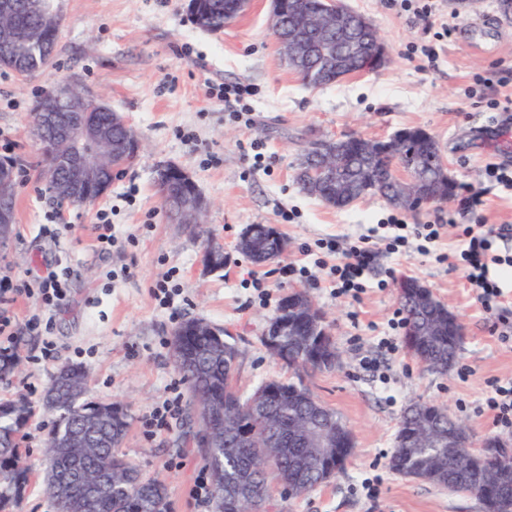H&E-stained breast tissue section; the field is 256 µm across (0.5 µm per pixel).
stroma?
<instances>
[{
  "mask_svg": "<svg viewBox=\"0 0 512 512\" xmlns=\"http://www.w3.org/2000/svg\"><path fill=\"white\" fill-rule=\"evenodd\" d=\"M60 37L50 67L29 78L0 67V159L18 171L15 224L0 248V278L24 294L0 293V351H19L23 369L0 381V402L24 395L31 417L18 436L31 471L15 512H55L45 491V441L56 415L43 394L57 368L85 367L89 398L127 405L122 445L144 477L163 475L168 512H213L199 503L194 481L203 448L178 371L172 339L183 321L201 318L223 328L239 351L235 387L249 397L265 380L291 374L262 343L282 295L306 289L329 317L341 354L332 371L310 381L351 430L355 452L329 482L305 495L270 482L269 512H482L473 497L397 474L389 466L398 422L415 401L446 405L475 439L512 438L485 406L493 381L512 379V344L501 343L496 318L468 288L457 250L459 228L503 229L499 255L512 254V194L485 174L488 164L512 169V123L494 100L512 95V17L497 0H431L430 16L405 11L399 0H346L368 17L390 52L382 68L317 89L285 65L271 32L270 0L218 32L197 28L188 0H58ZM447 37H440L442 26ZM435 48L428 57L427 48ZM76 79L121 112L142 149L111 188L87 206L63 204L49 190L39 147L28 133L41 95ZM254 89L248 118L229 112L212 92L221 83ZM421 127L439 141L456 179L458 199L403 212L408 224H437L432 254L391 255L383 221L392 208L369 195L336 210L307 195L296 179L308 140L354 131L383 139ZM264 166H254L251 142ZM173 162L190 173L210 204L204 227L168 218L153 169ZM481 195L469 210L467 193ZM112 223V244L99 240L100 214ZM250 224H272L288 241L282 258L254 265L236 243ZM367 235L375 259L358 297L333 292L335 255L320 242ZM224 248V267L206 269V243ZM445 261H438V254ZM307 275H297V268ZM60 275L66 296L46 305L42 277ZM410 277L427 285L458 316L466 336L456 363L436 373L411 356L403 329L389 321L400 311L396 284ZM178 408L161 429L154 414ZM376 494H369L368 485Z\"/></svg>",
  "mask_w": 512,
  "mask_h": 512,
  "instance_id": "1",
  "label": "stroma"
}]
</instances>
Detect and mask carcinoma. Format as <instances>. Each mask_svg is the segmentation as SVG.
<instances>
[{"label": "carcinoma", "instance_id": "cac0c4a2", "mask_svg": "<svg viewBox=\"0 0 512 512\" xmlns=\"http://www.w3.org/2000/svg\"><path fill=\"white\" fill-rule=\"evenodd\" d=\"M199 10L193 24L207 31H219L232 23L235 16L224 15V0H198ZM14 28L11 48L0 46V66H5V54L23 60L22 72L36 75L50 66L51 58L44 53L43 43L59 40L60 26H47L39 12L23 8L12 18L0 17V25ZM101 123L112 130L117 142L126 135V129L112 124V107L98 112ZM464 339V329H448L443 324L435 335L428 337L423 353L430 369L448 371V362L455 359ZM173 344L180 347L187 365L180 369L189 384L191 395L203 408L230 407L238 417L247 414L248 399L242 398L228 383L234 369L224 358V349L215 337L205 331H193L190 326H179ZM288 363L305 372L322 373L327 368L316 355L298 354ZM85 386V372L77 365L59 369L49 390L55 392L59 414L48 433L46 452L54 454L53 466L45 474L49 483L57 476H73L80 471L126 474L129 482L111 496L100 499L93 512H130L129 501L140 499L145 503L158 498L166 502L167 488L163 481L144 479L119 452L126 435L128 421L124 407L117 403H78L72 401V392ZM290 385L277 384L271 396L255 418L259 431L274 437L288 423L308 422L317 404L301 394L288 393ZM29 407L23 400L0 403V512L10 507L23 495L29 481L28 469L21 460L16 434L29 418ZM78 435L85 442L81 454L73 453L64 444L70 435ZM354 445L345 448H327L321 456L309 454L305 448L280 450L268 448L257 455L241 443L234 427L226 424L217 434V441L206 449L205 466L210 472L220 467L224 471V504H216V512H239L236 505L237 488L253 483H266L272 474L282 484L291 485L293 493L302 495L327 481V467L340 469L353 453ZM391 467L404 475L446 488L450 485L473 496L482 512H512V464H505L485 456L475 457L451 448H411L403 443L394 448Z\"/></svg>", "mask_w": 512, "mask_h": 512}]
</instances>
